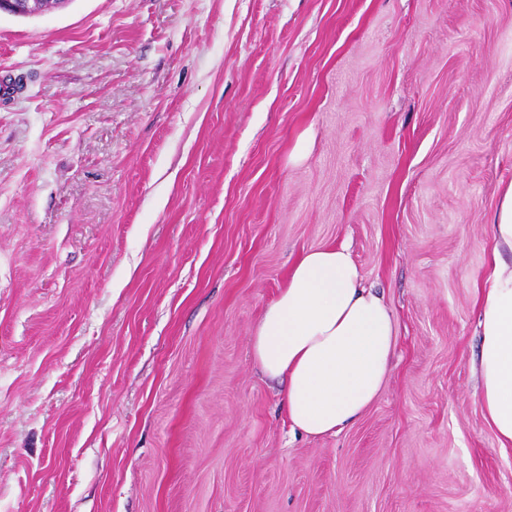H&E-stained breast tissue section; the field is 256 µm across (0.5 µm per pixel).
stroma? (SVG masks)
I'll list each match as a JSON object with an SVG mask.
<instances>
[{
	"label": "stroma",
	"instance_id": "1",
	"mask_svg": "<svg viewBox=\"0 0 512 512\" xmlns=\"http://www.w3.org/2000/svg\"><path fill=\"white\" fill-rule=\"evenodd\" d=\"M0 512H512L476 292L512 0H71L0 16ZM348 246L396 323L342 431L249 339Z\"/></svg>",
	"mask_w": 512,
	"mask_h": 512
}]
</instances>
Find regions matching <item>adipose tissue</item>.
<instances>
[{
  "label": "adipose tissue",
  "mask_w": 512,
  "mask_h": 512,
  "mask_svg": "<svg viewBox=\"0 0 512 512\" xmlns=\"http://www.w3.org/2000/svg\"><path fill=\"white\" fill-rule=\"evenodd\" d=\"M493 248L479 291L480 407L501 447L512 445V183L491 223ZM396 346L394 317L361 283L347 246L302 254L251 336L262 372L287 383L292 428L333 434L378 397Z\"/></svg>",
  "instance_id": "ef3b65f1"
}]
</instances>
